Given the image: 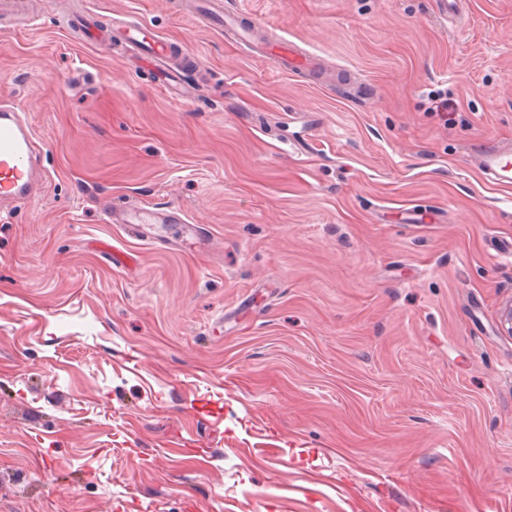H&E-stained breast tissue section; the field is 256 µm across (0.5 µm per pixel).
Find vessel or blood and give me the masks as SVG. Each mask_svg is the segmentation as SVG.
<instances>
[{"instance_id": "obj_1", "label": "vessel or blood", "mask_w": 512, "mask_h": 512, "mask_svg": "<svg viewBox=\"0 0 512 512\" xmlns=\"http://www.w3.org/2000/svg\"><path fill=\"white\" fill-rule=\"evenodd\" d=\"M177 9L194 14L228 38L252 45L256 57L270 61L282 73L306 72L312 82L330 80L319 55L306 51L287 37L269 38L261 20L243 23L241 14L226 11L223 0H179ZM64 29L88 41L116 40L136 52L137 60L153 69L166 93L181 95L191 103L188 90L189 54L176 51L171 42L159 35L147 22L132 16L114 17L110 26H101L98 16L89 10L73 9L61 18ZM47 143L36 133L27 107L10 98L0 99V209L17 202H34L45 187L47 174L41 157ZM479 171L497 185L512 184V149L486 143L473 153ZM109 224H185L186 212L176 206L161 207L122 203L111 205L105 213Z\"/></svg>"}]
</instances>
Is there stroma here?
I'll return each instance as SVG.
<instances>
[{
    "label": "stroma",
    "instance_id": "1",
    "mask_svg": "<svg viewBox=\"0 0 512 512\" xmlns=\"http://www.w3.org/2000/svg\"><path fill=\"white\" fill-rule=\"evenodd\" d=\"M224 2L335 82L173 0L85 3L198 56L190 106L60 0L0 34L49 146L0 220V512H512V187L470 165L512 144V0ZM116 200L180 205L204 251L105 223ZM176 6L179 12L194 13L193 17L221 31L224 37L251 44L257 58L270 61L285 75L305 71L314 83L332 80L336 75L323 67L319 55L306 51L296 42L285 36L272 39L265 35L266 24L260 19L251 24L242 23V13L224 10L223 0H184Z\"/></svg>",
    "mask_w": 512,
    "mask_h": 512
}]
</instances>
